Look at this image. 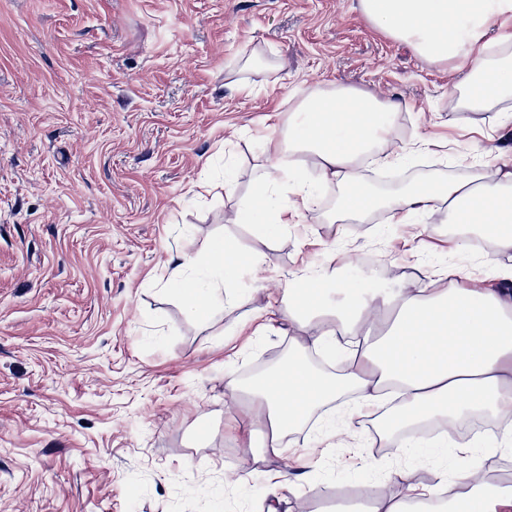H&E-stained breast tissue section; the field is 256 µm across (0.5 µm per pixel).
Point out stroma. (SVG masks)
I'll return each instance as SVG.
<instances>
[{
    "mask_svg": "<svg viewBox=\"0 0 512 512\" xmlns=\"http://www.w3.org/2000/svg\"><path fill=\"white\" fill-rule=\"evenodd\" d=\"M447 67L368 26L358 0H0V512H353L377 418L351 421V447L288 436L250 444L229 376L268 365L300 334L268 321L280 273L335 253L375 259L382 288H444L512 269V252L443 244L444 213L422 219L416 257L401 225L329 224L340 195L287 233L227 220L256 191L262 139L309 86H351L403 106L394 149L412 171L464 176L512 126L497 110L452 111ZM431 140L419 150L420 140ZM227 190L196 196L202 178ZM247 264L236 308L191 316L159 281L170 256L211 238ZM311 470L302 497L272 482ZM344 483L349 493L330 497Z\"/></svg>",
    "mask_w": 512,
    "mask_h": 512,
    "instance_id": "35a3bbf8",
    "label": "stroma"
}]
</instances>
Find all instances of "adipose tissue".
<instances>
[{
	"mask_svg": "<svg viewBox=\"0 0 512 512\" xmlns=\"http://www.w3.org/2000/svg\"><path fill=\"white\" fill-rule=\"evenodd\" d=\"M358 10L367 24L408 43L427 64L465 71L448 91L456 111L480 112L512 98V33L488 36L493 26L512 21V0H358ZM400 110L398 102L351 87L311 90L281 136L266 138L258 197L245 200L233 222H267L278 231L297 223L316 203L299 170L301 156L309 155L318 178L342 189L328 223H358L382 210L416 240L418 218L443 211L457 224L467 213L491 251L511 252L512 155L503 150H496V163L460 179L426 171L386 195L364 183L361 163L372 156L386 160ZM230 250L219 239L204 258L185 251L173 256L163 291L176 294L201 321L214 306L235 305L224 286L238 281L242 269L227 261ZM284 283L278 312L304 340L277 366L227 384L247 419L264 429L263 448L279 452L316 413L350 397L353 412L380 411L377 433L392 460L386 466L366 459L365 470H386L404 488L395 501L363 484L367 512H512V484L486 482L474 446L457 431L477 414L496 419L484 448L512 451V296L459 278L441 289L389 294L355 284L326 264L303 265ZM311 349L340 352L337 371L309 364ZM435 420L448 430L432 442L419 430ZM462 455L469 466L447 469V459ZM427 456L437 462L431 484L419 479Z\"/></svg>",
	"mask_w": 512,
	"mask_h": 512,
	"instance_id": "obj_1",
	"label": "adipose tissue"
}]
</instances>
